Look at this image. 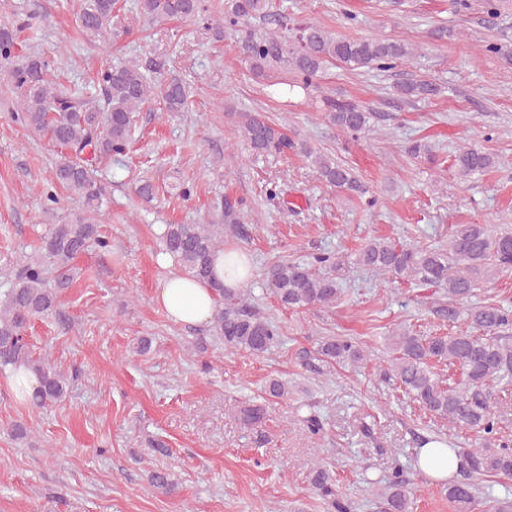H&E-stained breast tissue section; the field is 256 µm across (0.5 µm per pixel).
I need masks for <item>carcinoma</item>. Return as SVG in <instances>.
<instances>
[{
  "instance_id": "obj_1",
  "label": "carcinoma",
  "mask_w": 512,
  "mask_h": 512,
  "mask_svg": "<svg viewBox=\"0 0 512 512\" xmlns=\"http://www.w3.org/2000/svg\"><path fill=\"white\" fill-rule=\"evenodd\" d=\"M116 0H78L77 20L91 35L118 34L129 28H114ZM138 15L151 24L174 18L199 19L218 39H237L243 60L257 78L267 79L283 71L289 91L306 96L319 89L317 79L327 65L346 70L395 69L411 64L413 50L400 41L377 38L335 37L314 23L288 27V16L274 12L270 0H226L224 15H207L203 0H138ZM269 25L260 32L250 21ZM16 31L0 28V65L12 63ZM19 97L17 119L47 136L61 148L53 177L66 190L84 201L85 209L61 224L50 225L42 239L43 259L22 261L11 283L0 296V370L24 365L35 374L38 386L31 395L36 405L60 400L66 378L51 364L31 358L26 328L35 318H48L58 309L59 288L74 279V260L100 239L98 210L105 195L103 184L87 168L84 156L107 158L121 152L135 124V114L152 94H159L166 111L181 112L188 104L185 84L175 76L152 83L137 62L103 70L99 84L102 101L92 104L79 92H67L51 78L50 62L39 55L11 69ZM407 99L425 100L437 93L429 79L416 78L397 86ZM321 111L342 132L357 138L370 131L373 110L349 99L321 96ZM238 131L255 156L286 154L299 150L310 158L321 180L329 187L373 206L375 197L356 170L289 138L283 129L260 112L236 113ZM496 157L479 147L459 148L453 159L455 175L466 181L496 167ZM240 203L224 202L220 224H166L160 236L166 253L185 272L209 284L216 296L214 335L224 348L264 356L282 344L280 327L255 313L239 289L226 288L214 278L212 257L224 249V224L237 223ZM355 264L385 271L403 282L443 291L448 303H439L437 313L448 322L465 327L446 336H427L402 327L389 337L386 375L431 416L480 434L479 446L459 448L457 474L441 484V493L456 512H473L477 481L512 477V440L503 438L502 421L494 411L495 391L512 387V307L474 305L477 290L499 276L512 274V230L490 224H458L448 239V248L408 245L389 238H372L355 254ZM345 260L333 253H318L307 261L280 260L264 274L265 287L281 305L290 309L332 307L341 297L339 272ZM55 273L50 286L48 271ZM317 358L331 365L354 367L368 357L364 344L351 336H324L318 342ZM458 367L464 382L453 385L434 370V364ZM299 422L314 441L324 434V422L305 403L298 406ZM260 405L240 409L245 425L259 423ZM152 486L171 493L170 474L154 470ZM312 485L333 512H351L350 503L336 490L335 480L324 468L312 476ZM381 489L385 512H410L408 481L401 470L371 482Z\"/></svg>"
}]
</instances>
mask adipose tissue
I'll return each instance as SVG.
<instances>
[{
    "label": "adipose tissue",
    "mask_w": 512,
    "mask_h": 512,
    "mask_svg": "<svg viewBox=\"0 0 512 512\" xmlns=\"http://www.w3.org/2000/svg\"><path fill=\"white\" fill-rule=\"evenodd\" d=\"M214 272L225 287L238 288L252 276V265L246 252L227 247L214 259ZM156 300L173 321L197 325L208 321L215 310V296L205 283L182 272H172L159 287Z\"/></svg>",
    "instance_id": "1"
}]
</instances>
